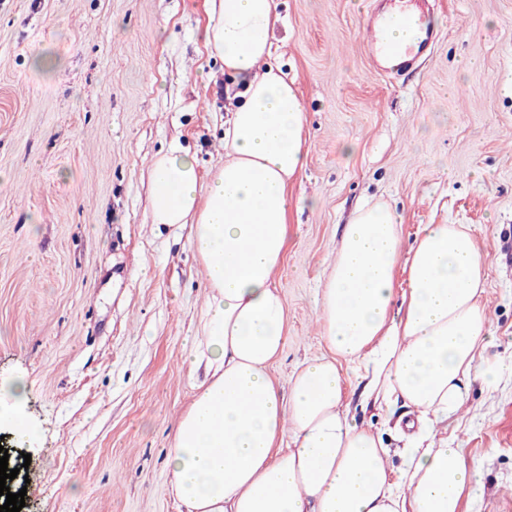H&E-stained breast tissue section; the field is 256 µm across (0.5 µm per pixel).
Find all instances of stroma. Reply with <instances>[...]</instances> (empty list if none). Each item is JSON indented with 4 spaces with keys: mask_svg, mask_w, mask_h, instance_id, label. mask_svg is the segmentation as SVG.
Returning <instances> with one entry per match:
<instances>
[{
    "mask_svg": "<svg viewBox=\"0 0 512 512\" xmlns=\"http://www.w3.org/2000/svg\"><path fill=\"white\" fill-rule=\"evenodd\" d=\"M277 2L272 61L308 154L272 373L325 354L318 300L357 208L388 204L406 248L421 225H469L502 377L468 380L456 414L452 445L481 472L461 512H512V0H428L435 49L391 74L363 40L376 0ZM206 23L205 0H0V383L27 385L0 417L33 428L25 512H184L169 450L207 290L191 225L151 221L149 170L174 144L201 172L224 161L232 99ZM347 401L399 468L383 413Z\"/></svg>",
    "mask_w": 512,
    "mask_h": 512,
    "instance_id": "1",
    "label": "stroma"
}]
</instances>
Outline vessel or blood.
I'll use <instances>...</instances> for the list:
<instances>
[{
	"instance_id": "b4317fda",
	"label": "vessel or blood",
	"mask_w": 512,
	"mask_h": 512,
	"mask_svg": "<svg viewBox=\"0 0 512 512\" xmlns=\"http://www.w3.org/2000/svg\"><path fill=\"white\" fill-rule=\"evenodd\" d=\"M409 24L423 27V39L415 44L395 46L389 43L387 32L391 26ZM427 17L420 4L412 8H393L383 16L370 18L365 31L367 46L376 64H391L393 70H401L415 65L420 58L431 51L437 39L433 30L427 29Z\"/></svg>"
}]
</instances>
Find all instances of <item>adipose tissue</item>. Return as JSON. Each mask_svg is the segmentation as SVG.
Returning a JSON list of instances; mask_svg holds the SVG:
<instances>
[{
	"mask_svg": "<svg viewBox=\"0 0 512 512\" xmlns=\"http://www.w3.org/2000/svg\"><path fill=\"white\" fill-rule=\"evenodd\" d=\"M205 45L240 99L224 129L226 159L201 177L168 153L151 168V220L189 224L208 301L188 365L206 378L170 449L172 487L186 512H461L478 469L449 447L463 382L494 384L487 266L463 224L422 225L401 248L394 211L357 210L323 288L325 355L281 387L271 367L288 336L272 275L288 251V186L306 163V114L270 62L276 0H207ZM404 270V287L396 272ZM350 366L361 400L411 409L400 472L381 433L343 404Z\"/></svg>",
	"mask_w": 512,
	"mask_h": 512,
	"instance_id": "obj_1",
	"label": "adipose tissue"
}]
</instances>
